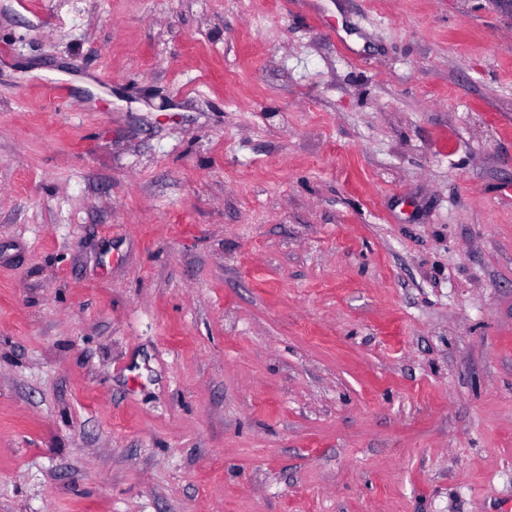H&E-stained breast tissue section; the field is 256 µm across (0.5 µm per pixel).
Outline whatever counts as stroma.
I'll use <instances>...</instances> for the list:
<instances>
[{"mask_svg":"<svg viewBox=\"0 0 512 512\" xmlns=\"http://www.w3.org/2000/svg\"><path fill=\"white\" fill-rule=\"evenodd\" d=\"M0 512H512V0H0Z\"/></svg>","mask_w":512,"mask_h":512,"instance_id":"35a3bbf8","label":"stroma"}]
</instances>
